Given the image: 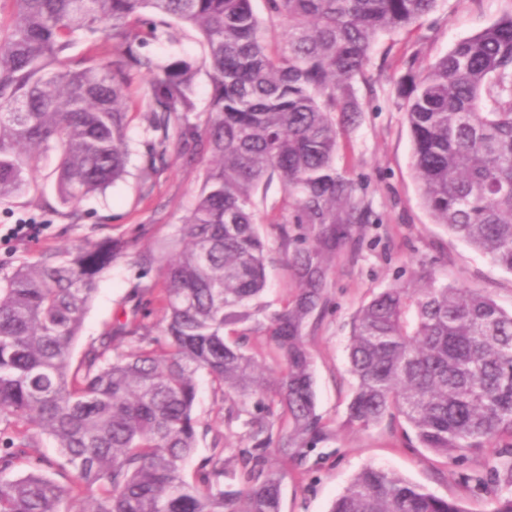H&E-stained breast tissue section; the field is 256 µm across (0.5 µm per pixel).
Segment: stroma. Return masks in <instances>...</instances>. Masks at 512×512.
Returning a JSON list of instances; mask_svg holds the SVG:
<instances>
[{"mask_svg":"<svg viewBox=\"0 0 512 512\" xmlns=\"http://www.w3.org/2000/svg\"><path fill=\"white\" fill-rule=\"evenodd\" d=\"M512 10V0H438L433 12L409 27L378 38L363 76L354 83L359 110L337 113L339 147L336 171L354 181L359 218L349 226L345 244L326 275L324 304L304 336L314 360L317 413L327 437L310 451L304 469L289 468L282 512H329L353 476L368 465L389 469L441 497L459 499L468 512H491L490 477L484 457L445 464L424 449L407 447L388 424L346 428L353 379L347 343L351 322L362 305L396 284L417 285L422 274L475 288L512 310V273L433 222L423 206L412 169V143L400 94L409 75L443 56ZM134 154L128 175L105 193L62 204L50 152L35 161L36 179L23 195L0 204V275L20 262L38 259L48 248L70 247L109 237L125 251L96 281L76 351H83L108 324L132 320L139 303L136 289L156 285L149 259L165 252L201 184L203 162L187 164L169 151L157 173L145 176L143 113L128 130ZM29 227L13 237L15 225ZM261 231L268 243L267 286L262 296L271 307L293 295L296 283L283 247L270 226ZM197 448L187 462L195 470L211 452L215 435L226 447L239 442L240 423H228L221 394L200 381L195 406Z\"/></svg>","mask_w":512,"mask_h":512,"instance_id":"35a3bbf8","label":"stroma"}]
</instances>
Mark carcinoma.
<instances>
[{
    "mask_svg": "<svg viewBox=\"0 0 512 512\" xmlns=\"http://www.w3.org/2000/svg\"><path fill=\"white\" fill-rule=\"evenodd\" d=\"M0 20V203L29 187L40 153H59L68 204L127 172V100L149 78L146 173L171 143L207 157L202 188L171 250L158 259L161 336L133 320L107 325L77 363L74 345L95 280L123 251L104 238L49 249L0 279V512H281L287 471L327 436L316 413L304 329L324 298L346 228L336 210L353 185L336 173L333 114L354 112L352 87L377 38L437 0H265L284 25L271 43L254 0H7ZM197 63L148 52L188 31ZM78 43L87 51L70 59ZM205 69V109L195 79ZM413 168L434 223L512 272V13L458 41L403 90ZM278 177L294 200L303 247L286 258L298 282L275 310L261 302L268 247L260 186ZM265 320L274 374L240 342ZM129 349H120L121 343ZM355 379L344 424L383 421L408 445L453 463L500 448L489 465L493 512H512V311L427 275L395 285L356 314L348 345ZM229 404L255 401L238 469L224 448L191 473L200 376ZM30 425L58 443L36 456ZM63 480L56 479V476ZM330 512H467L382 467L367 466Z\"/></svg>",
    "mask_w": 512,
    "mask_h": 512,
    "instance_id": "carcinoma-1",
    "label": "carcinoma"
}]
</instances>
